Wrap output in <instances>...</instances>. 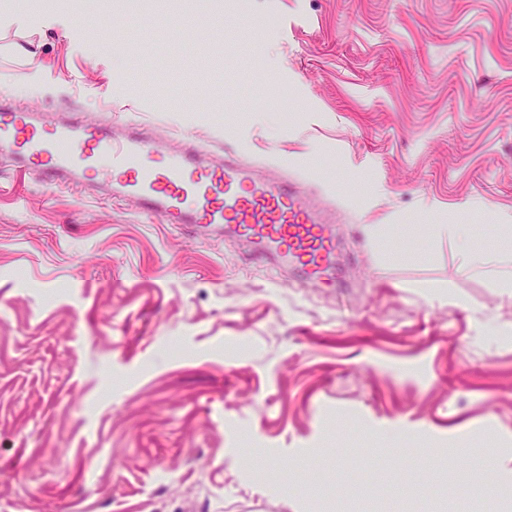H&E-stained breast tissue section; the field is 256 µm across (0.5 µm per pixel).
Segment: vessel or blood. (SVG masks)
Wrapping results in <instances>:
<instances>
[{
    "mask_svg": "<svg viewBox=\"0 0 512 512\" xmlns=\"http://www.w3.org/2000/svg\"><path fill=\"white\" fill-rule=\"evenodd\" d=\"M0 148L21 172H39L51 185L103 177L114 193L169 224H205L251 245L259 261L283 263L298 276L326 277L336 259V230L297 173L254 178L242 158L199 161L203 147L166 154L137 133L115 139L108 125L88 124L78 113L50 123L22 107L0 104Z\"/></svg>",
    "mask_w": 512,
    "mask_h": 512,
    "instance_id": "vessel-or-blood-1",
    "label": "vessel or blood"
}]
</instances>
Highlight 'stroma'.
Returning <instances> with one entry per match:
<instances>
[{
	"label": "stroma",
	"mask_w": 512,
	"mask_h": 512,
	"mask_svg": "<svg viewBox=\"0 0 512 512\" xmlns=\"http://www.w3.org/2000/svg\"><path fill=\"white\" fill-rule=\"evenodd\" d=\"M132 8L0 0V100L277 155L340 220L347 285L0 153V512L512 497V261L464 272L441 230L512 249V0Z\"/></svg>",
	"instance_id": "1"
}]
</instances>
